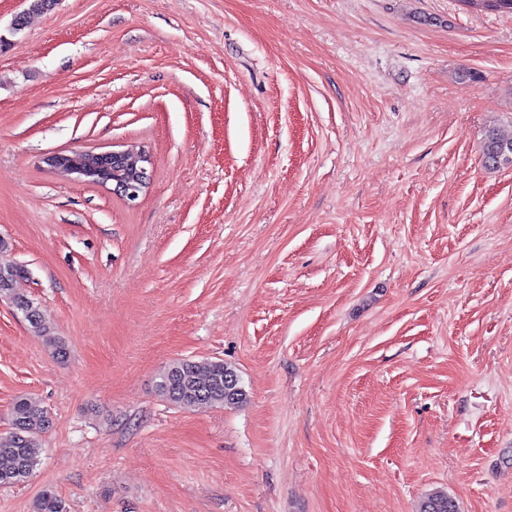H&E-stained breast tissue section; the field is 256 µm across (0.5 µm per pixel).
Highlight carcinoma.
<instances>
[{
  "instance_id": "carcinoma-1",
  "label": "carcinoma",
  "mask_w": 512,
  "mask_h": 512,
  "mask_svg": "<svg viewBox=\"0 0 512 512\" xmlns=\"http://www.w3.org/2000/svg\"><path fill=\"white\" fill-rule=\"evenodd\" d=\"M482 159L485 166L492 168L511 164L512 136L505 137L494 132L489 134L483 144ZM23 274L24 269L20 266L0 263V296L12 299L31 331L44 337L58 358H67L65 345L52 336L42 320L38 305L32 299L15 293L14 285ZM234 371L235 367L222 361L206 365L178 361L165 368L157 389L166 400L181 408H191L201 402L241 404L247 399L241 384L232 399L224 398V376ZM11 423L13 432L10 443H0L1 485L17 484L30 477L37 465L39 438L49 429L51 420L38 400L23 397L12 406ZM33 512H67V508L52 489L46 488L36 499ZM418 512H459V508L448 494L433 492L422 500Z\"/></svg>"
}]
</instances>
